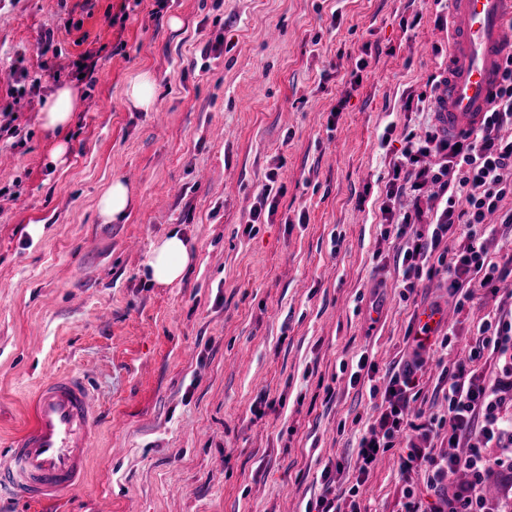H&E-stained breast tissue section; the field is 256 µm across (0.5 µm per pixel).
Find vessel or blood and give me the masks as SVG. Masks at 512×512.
I'll return each mask as SVG.
<instances>
[{"label": "vessel or blood", "instance_id": "obj_1", "mask_svg": "<svg viewBox=\"0 0 512 512\" xmlns=\"http://www.w3.org/2000/svg\"><path fill=\"white\" fill-rule=\"evenodd\" d=\"M449 67L435 98L447 136L479 128L512 54V0H450ZM102 425L86 376L66 371L39 383L31 421L0 462V491L51 503L86 482L89 450Z\"/></svg>", "mask_w": 512, "mask_h": 512}]
</instances>
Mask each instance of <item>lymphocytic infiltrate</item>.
Instances as JSON below:
<instances>
[{
    "label": "lymphocytic infiltrate",
    "instance_id": "lymphocytic-infiltrate-1",
    "mask_svg": "<svg viewBox=\"0 0 512 512\" xmlns=\"http://www.w3.org/2000/svg\"><path fill=\"white\" fill-rule=\"evenodd\" d=\"M512 125V56L507 57L499 90L478 130L444 140L437 131L425 135L404 134L405 145L390 171L387 197L407 190H419L427 182L437 184L445 205L436 222L426 230L406 238L412 214L388 225V232L405 238L396 255L402 270V286L413 294L424 277L445 275L448 295L457 307L474 299L476 289H485L512 278V254L502 262L492 260L484 238L493 234L492 216L512 224V211L501 210L502 202L512 197V139L502 138L500 129ZM438 155L437 163L424 165V158ZM456 237V249L445 248L448 237ZM471 361L487 357L493 374L478 368L457 367L444 393L448 403L447 421L416 424L410 417V404L418 396L415 373L419 360L406 362L392 370L385 387L371 386L370 395H382L385 409L358 444L362 470H369L379 453L393 448L395 439L406 429L422 427L424 432L447 428L449 447L467 443L466 456L437 458L421 444L410 443L401 470L414 468L426 475V488L432 500H424L407 490L405 512H490L483 494L488 472L503 466L501 449L512 447V314L494 315L476 327ZM470 475L467 484L452 494H444L447 481L458 471Z\"/></svg>",
    "mask_w": 512,
    "mask_h": 512
}]
</instances>
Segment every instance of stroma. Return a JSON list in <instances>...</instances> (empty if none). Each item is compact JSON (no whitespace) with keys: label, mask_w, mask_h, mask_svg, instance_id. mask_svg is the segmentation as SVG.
Returning <instances> with one entry per match:
<instances>
[{"label":"stroma","mask_w":512,"mask_h":512,"mask_svg":"<svg viewBox=\"0 0 512 512\" xmlns=\"http://www.w3.org/2000/svg\"><path fill=\"white\" fill-rule=\"evenodd\" d=\"M83 56L93 80L75 72ZM447 68L434 0H0V124L18 130L0 139V186L15 191L0 202V443L55 372L84 374L104 411L83 488L0 512H304L327 467L346 512L382 406L370 385L420 358L414 411L447 416L445 371L481 318L512 311V286L460 310L438 276L403 297L381 211L435 217L436 188L389 200L385 184L405 130L433 122ZM142 70L148 112L124 98ZM62 82L82 107L51 135L40 111ZM273 169L275 213L249 225ZM117 176L128 217L103 224L97 200ZM175 227L193 259L159 287L145 262ZM432 305L451 309L455 334L419 353L416 316ZM363 352L378 371L355 384ZM414 437L369 471L361 512H404L407 490L424 492L423 470H399ZM126 104L144 112L150 111L156 99V84L150 71L143 70L129 78L124 90Z\"/></svg>","instance_id":"stroma-1"}]
</instances>
